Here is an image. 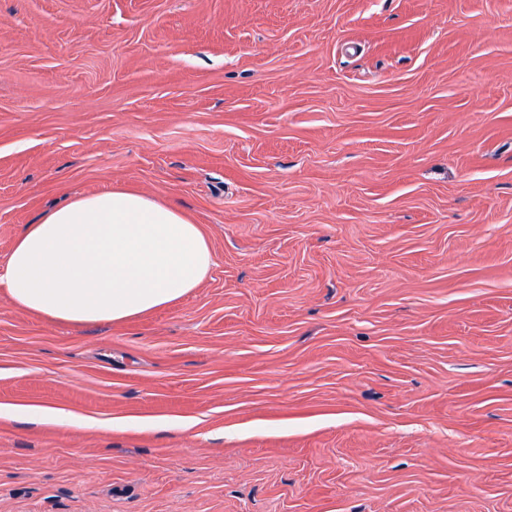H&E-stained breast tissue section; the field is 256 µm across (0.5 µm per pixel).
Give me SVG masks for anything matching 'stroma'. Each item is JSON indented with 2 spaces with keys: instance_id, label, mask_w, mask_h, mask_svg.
Here are the masks:
<instances>
[{
  "instance_id": "stroma-1",
  "label": "stroma",
  "mask_w": 512,
  "mask_h": 512,
  "mask_svg": "<svg viewBox=\"0 0 512 512\" xmlns=\"http://www.w3.org/2000/svg\"><path fill=\"white\" fill-rule=\"evenodd\" d=\"M116 187L215 264L122 323L0 287V403L104 422L0 419V512H512V0H0V263ZM18 416L28 418L33 423H55L59 425H78L82 427H98L104 422L89 416H81L48 404H2L0 418L12 419Z\"/></svg>"
}]
</instances>
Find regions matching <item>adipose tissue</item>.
I'll use <instances>...</instances> for the list:
<instances>
[{
	"mask_svg": "<svg viewBox=\"0 0 512 512\" xmlns=\"http://www.w3.org/2000/svg\"><path fill=\"white\" fill-rule=\"evenodd\" d=\"M214 265L210 243L175 207L137 191L80 195L27 225L0 264L22 309L60 323H119L190 294ZM98 426L48 404H2L0 418Z\"/></svg>",
	"mask_w": 512,
	"mask_h": 512,
	"instance_id": "adipose-tissue-1",
	"label": "adipose tissue"
}]
</instances>
